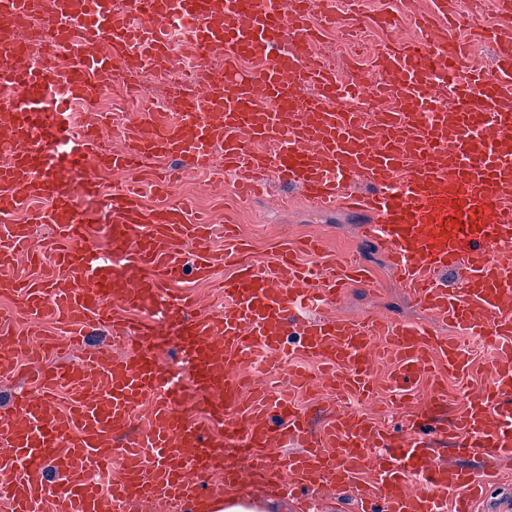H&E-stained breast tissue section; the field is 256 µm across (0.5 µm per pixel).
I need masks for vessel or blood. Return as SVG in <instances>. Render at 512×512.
<instances>
[{
  "label": "vessel or blood",
  "instance_id": "b4317fda",
  "mask_svg": "<svg viewBox=\"0 0 512 512\" xmlns=\"http://www.w3.org/2000/svg\"><path fill=\"white\" fill-rule=\"evenodd\" d=\"M357 0H127L139 22L115 21L112 0H0V79L15 89L0 106V292L30 321L19 333L0 316V376L29 363L32 388L0 404V500L11 512H127L162 502L190 507L245 481L308 512L324 488L353 493L362 512H512L493 497L494 475L512 462V0L501 25L472 23L494 48L491 69L471 68L455 34V0H435L411 41L387 39L396 18L359 15ZM179 26L193 50L190 74L155 108L145 90L125 115L124 147L106 145L111 113L81 128L71 106L134 70L164 73ZM384 36L371 68L346 80L316 57L342 31ZM72 44L60 65L57 52ZM223 55L215 70L213 58ZM66 157L86 169L87 192L107 193L110 252L101 254L56 173ZM222 165L235 194L269 183L312 205L362 218L360 242L387 258L427 323L393 317H330L375 272L360 258L330 266L301 261L314 239L287 240L273 262L252 256L235 225L224 244L188 204H167L183 170ZM127 177L116 191L113 174ZM24 212L27 222H13ZM60 241L43 267L34 227ZM137 274L128 290L112 259ZM35 274L20 272V264ZM459 273L457 287L442 274ZM213 282L219 312L202 309L185 280ZM156 301L183 338V361L205 399L196 418L178 406L161 369L143 299ZM61 336L41 333L44 323ZM111 329L123 358L103 345L76 360L49 353ZM494 351L487 383L453 408L448 381L474 365L471 344ZM387 360V377L373 366ZM286 369L257 383L245 368ZM331 389L339 408L314 431V413L293 389ZM384 418L349 407L378 389ZM298 451L286 452L288 442ZM242 463L219 468L222 449ZM121 453L120 471L112 457ZM108 486H100V478Z\"/></svg>",
  "mask_w": 512,
  "mask_h": 512
}]
</instances>
